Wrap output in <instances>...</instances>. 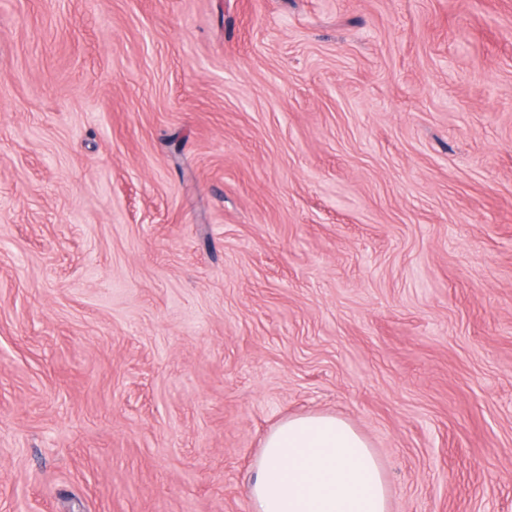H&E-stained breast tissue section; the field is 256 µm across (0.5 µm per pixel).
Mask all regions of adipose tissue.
<instances>
[{
  "label": "adipose tissue",
  "instance_id": "1",
  "mask_svg": "<svg viewBox=\"0 0 512 512\" xmlns=\"http://www.w3.org/2000/svg\"><path fill=\"white\" fill-rule=\"evenodd\" d=\"M253 512H388L369 443L329 414L286 419L267 435L249 485Z\"/></svg>",
  "mask_w": 512,
  "mask_h": 512
}]
</instances>
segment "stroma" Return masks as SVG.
I'll return each instance as SVG.
<instances>
[{"label":"stroma","instance_id":"stroma-1","mask_svg":"<svg viewBox=\"0 0 512 512\" xmlns=\"http://www.w3.org/2000/svg\"><path fill=\"white\" fill-rule=\"evenodd\" d=\"M314 413L512 512V0H0V512H251Z\"/></svg>","mask_w":512,"mask_h":512}]
</instances>
